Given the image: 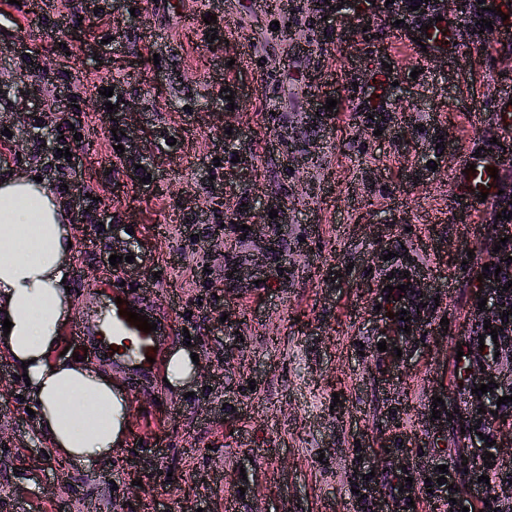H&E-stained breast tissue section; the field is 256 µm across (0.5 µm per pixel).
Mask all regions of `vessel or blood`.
Segmentation results:
<instances>
[{
    "instance_id": "obj_1",
    "label": "vessel or blood",
    "mask_w": 512,
    "mask_h": 512,
    "mask_svg": "<svg viewBox=\"0 0 512 512\" xmlns=\"http://www.w3.org/2000/svg\"><path fill=\"white\" fill-rule=\"evenodd\" d=\"M423 45L419 51L420 59L435 55H454L458 47V28L449 20L430 23L428 28L419 30ZM474 165V173H467V165ZM499 153L485 151L481 155H468L465 160L456 162L451 170V178L457 184L461 194L470 202L486 201L487 205L501 203L502 182L492 179L491 169L501 168ZM112 302L107 305V319L97 315L83 314L72 325L70 333L77 338H90L96 341L100 351L111 359L113 365L139 367L141 373H151L164 368L171 353L172 337L169 325L162 319L157 309L140 302L137 298L121 289H112ZM137 310L139 315L156 323V331L146 333L139 330L135 323L129 322L127 310Z\"/></svg>"
}]
</instances>
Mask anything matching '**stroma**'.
Returning <instances> with one entry per match:
<instances>
[{
    "mask_svg": "<svg viewBox=\"0 0 512 512\" xmlns=\"http://www.w3.org/2000/svg\"><path fill=\"white\" fill-rule=\"evenodd\" d=\"M494 2L429 0L411 14L460 24L457 58L422 61L387 48L399 15L386 0H291L285 13L247 0H0V89L27 99L0 103L20 154L4 169L41 175L67 202L99 200L72 216L71 319L105 310L102 286L123 284L199 356L184 389L98 362L133 412L124 448L86 468L46 451L0 355V512H462V459L483 435L497 457L486 493L507 502L512 408L475 421L455 372L458 347L483 333L477 277L497 210L448 176L455 158L490 148L512 189V137L495 116L512 48L478 36ZM276 22L287 40L272 38ZM385 64L387 104L371 114ZM69 85L79 101L41 110ZM75 104L72 157L34 144V119L54 125ZM136 164L150 183L132 179ZM221 223L212 238L188 230ZM111 253L133 261L109 265ZM405 277L429 284L406 295L426 324L399 348L384 301ZM440 462L454 495L429 489Z\"/></svg>",
    "mask_w": 512,
    "mask_h": 512,
    "instance_id": "obj_1",
    "label": "stroma"
}]
</instances>
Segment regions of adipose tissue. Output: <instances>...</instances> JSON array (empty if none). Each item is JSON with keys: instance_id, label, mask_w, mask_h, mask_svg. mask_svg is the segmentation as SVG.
<instances>
[{"instance_id": "ef3b65f1", "label": "adipose tissue", "mask_w": 512, "mask_h": 512, "mask_svg": "<svg viewBox=\"0 0 512 512\" xmlns=\"http://www.w3.org/2000/svg\"><path fill=\"white\" fill-rule=\"evenodd\" d=\"M73 231L64 202L26 174L0 177V354L25 366L38 433L67 460L92 467L121 446L131 414L111 373L76 360L52 361L71 308Z\"/></svg>"}]
</instances>
